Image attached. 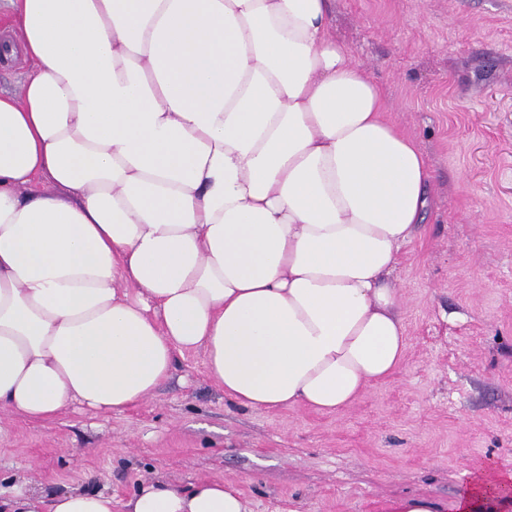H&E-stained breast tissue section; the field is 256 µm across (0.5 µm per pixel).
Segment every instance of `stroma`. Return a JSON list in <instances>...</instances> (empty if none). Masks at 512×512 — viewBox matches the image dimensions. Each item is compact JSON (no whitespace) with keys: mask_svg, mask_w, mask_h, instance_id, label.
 I'll return each instance as SVG.
<instances>
[{"mask_svg":"<svg viewBox=\"0 0 512 512\" xmlns=\"http://www.w3.org/2000/svg\"><path fill=\"white\" fill-rule=\"evenodd\" d=\"M331 33L382 88L432 171L393 274L409 347L339 414L239 406L178 358L142 403L35 423L0 412V495L26 482L110 494L231 482L250 512H387L512 473V0H333Z\"/></svg>","mask_w":512,"mask_h":512,"instance_id":"obj_1","label":"stroma"}]
</instances>
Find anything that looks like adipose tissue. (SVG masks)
<instances>
[{
  "mask_svg": "<svg viewBox=\"0 0 512 512\" xmlns=\"http://www.w3.org/2000/svg\"><path fill=\"white\" fill-rule=\"evenodd\" d=\"M0 56V409L121 412L203 352L225 397L336 414L395 373L388 280L432 174L388 122L331 0H8ZM127 512H247L232 483L159 479ZM0 512H112L17 486ZM389 512H512V474ZM31 72V64L22 55L0 61V93H17L21 84Z\"/></svg>",
  "mask_w": 512,
  "mask_h": 512,
  "instance_id": "obj_1",
  "label": "adipose tissue"
}]
</instances>
